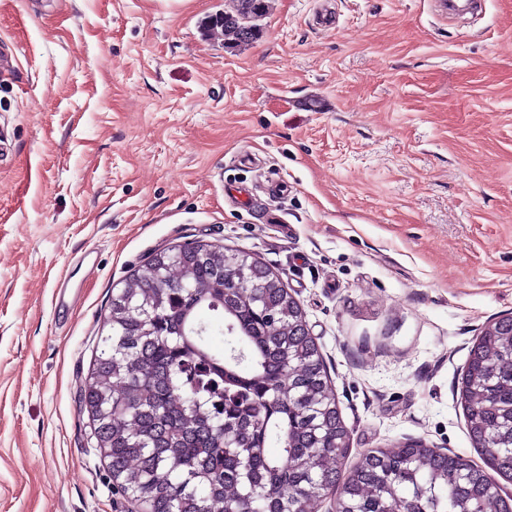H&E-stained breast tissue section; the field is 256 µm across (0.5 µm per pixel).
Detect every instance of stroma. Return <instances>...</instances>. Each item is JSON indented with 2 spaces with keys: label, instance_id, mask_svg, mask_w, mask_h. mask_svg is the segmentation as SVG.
Returning <instances> with one entry per match:
<instances>
[{
  "label": "stroma",
  "instance_id": "obj_1",
  "mask_svg": "<svg viewBox=\"0 0 512 512\" xmlns=\"http://www.w3.org/2000/svg\"><path fill=\"white\" fill-rule=\"evenodd\" d=\"M223 9L0 0V512H134L78 391L113 287L193 240L300 303L350 460L482 461L458 381L512 315V0L458 25L431 0H271L239 51L205 35Z\"/></svg>",
  "mask_w": 512,
  "mask_h": 512
}]
</instances>
